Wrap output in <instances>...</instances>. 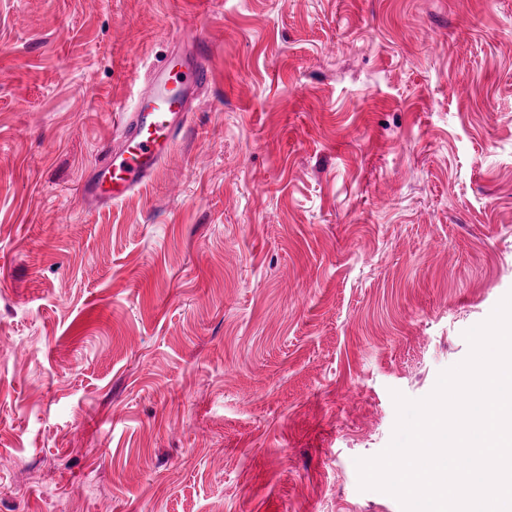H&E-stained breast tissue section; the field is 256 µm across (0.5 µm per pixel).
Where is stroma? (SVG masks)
I'll list each match as a JSON object with an SVG mask.
<instances>
[{
	"instance_id": "stroma-1",
	"label": "stroma",
	"mask_w": 512,
	"mask_h": 512,
	"mask_svg": "<svg viewBox=\"0 0 512 512\" xmlns=\"http://www.w3.org/2000/svg\"><path fill=\"white\" fill-rule=\"evenodd\" d=\"M211 82L89 207L172 39ZM512 292V0H0V512H401L360 490Z\"/></svg>"
}]
</instances>
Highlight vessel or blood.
Returning <instances> with one entry per match:
<instances>
[{
	"mask_svg": "<svg viewBox=\"0 0 512 512\" xmlns=\"http://www.w3.org/2000/svg\"><path fill=\"white\" fill-rule=\"evenodd\" d=\"M207 48H199L195 60L172 46L160 65L146 76L142 94L123 111L120 131L103 151L82 193L95 207H109L125 200L155 176L172 151L191 116L187 88L209 84Z\"/></svg>",
	"mask_w": 512,
	"mask_h": 512,
	"instance_id": "b4317fda",
	"label": "vessel or blood"
}]
</instances>
